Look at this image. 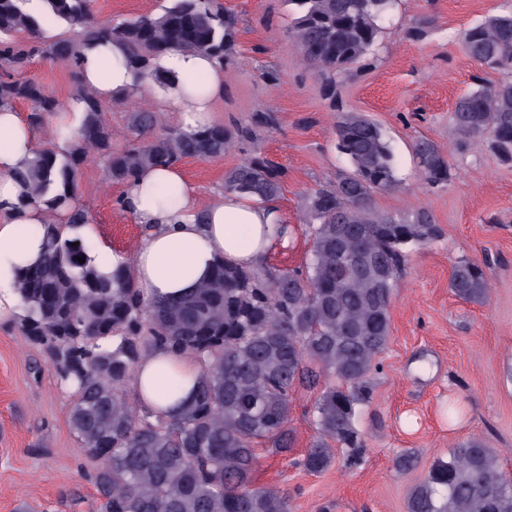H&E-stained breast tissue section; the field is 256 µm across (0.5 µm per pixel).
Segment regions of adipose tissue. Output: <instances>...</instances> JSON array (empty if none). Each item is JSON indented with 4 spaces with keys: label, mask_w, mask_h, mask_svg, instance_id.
Instances as JSON below:
<instances>
[{
    "label": "adipose tissue",
    "mask_w": 512,
    "mask_h": 512,
    "mask_svg": "<svg viewBox=\"0 0 512 512\" xmlns=\"http://www.w3.org/2000/svg\"><path fill=\"white\" fill-rule=\"evenodd\" d=\"M157 67L170 78L155 102L172 112L185 132L208 125L210 106L224 91L226 67L211 57L172 50ZM82 81L103 101L137 98L142 85L123 61L120 48L98 47L84 56ZM36 149L32 127L15 109L0 106V310L19 307L14 291L18 266L34 262L41 253L38 227L69 217L68 206L48 213L44 206H21L24 186L14 173ZM125 208L147 234L131 256L102 246L94 250L100 271L130 263L143 296L162 299L183 295L207 280L217 262L241 268L256 266L270 251L286 245L280 229L284 218L278 204L263 203L236 193L222 194L203 204L179 167H152L140 172L125 197ZM200 370L193 356L158 351L136 370L134 389L149 406L178 413L193 397Z\"/></svg>",
    "instance_id": "1"
}]
</instances>
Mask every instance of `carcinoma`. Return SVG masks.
Returning a JSON list of instances; mask_svg holds the SVG:
<instances>
[{
  "label": "carcinoma",
  "instance_id": "1",
  "mask_svg": "<svg viewBox=\"0 0 512 512\" xmlns=\"http://www.w3.org/2000/svg\"><path fill=\"white\" fill-rule=\"evenodd\" d=\"M0 0V105L30 104L28 123L38 131L62 103L24 77L33 57L49 55L79 78L82 51L98 42L119 45L136 78L162 87L154 61L172 48L229 63L236 57L237 19L220 0H164L160 12L98 23L93 0ZM297 6L288 34L305 61L321 71L348 69L367 57L380 20L394 0H291ZM71 35L44 36L47 21ZM468 54L488 68L512 74V10L497 12L463 34ZM85 117L75 142L60 153L39 148L15 178L28 199L50 211L74 199L86 160L104 162L110 179L128 187L140 170L176 166L182 159L224 155L235 140L268 126L260 112L253 126L208 125L193 133L173 129L149 136L152 112L135 113L127 145L116 150L102 102L80 88ZM464 137L486 135L502 162L512 163V79L482 85L460 97L451 115ZM337 147L353 170L304 199L311 259L306 269L237 268L219 263L208 282L173 298L143 297L127 266L100 272L88 246L67 229L89 222L72 211L67 224L42 225L39 259L20 269L19 325L43 347L72 391L69 425L84 452L97 461L90 475L101 512H288L281 492L255 484L256 445L288 456L293 395L323 385L313 407L315 439L295 464L328 470L335 447L360 461L365 441L358 410L372 400L371 376L390 338V306L405 250L437 240L440 228L421 211L398 218L377 211L373 194L397 186L393 153L367 115L347 113L336 124ZM414 155L430 185L448 183L450 166L439 147L419 140ZM286 173L253 156L224 174V191L277 200ZM357 258V267L341 257ZM85 259L79 263L78 258ZM449 288L465 301L485 299V264L457 261ZM157 348L190 354L200 365L193 403L167 416L130 400L140 361ZM418 457L403 450L399 471ZM407 512H512V480L493 449L478 438L450 449L429 465L412 489Z\"/></svg>",
  "mask_w": 512,
  "mask_h": 512
}]
</instances>
